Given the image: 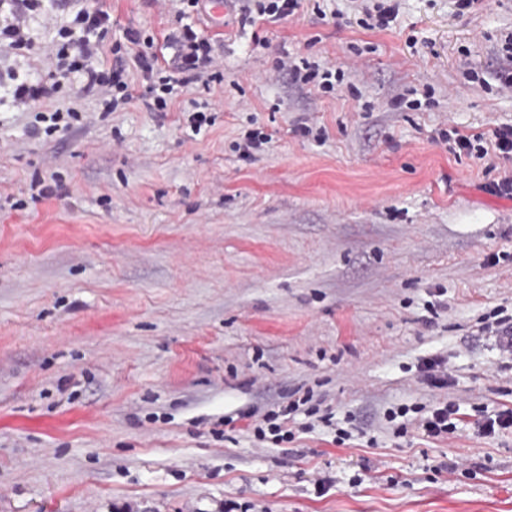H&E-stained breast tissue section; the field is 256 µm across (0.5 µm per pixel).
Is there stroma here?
Here are the masks:
<instances>
[{"mask_svg": "<svg viewBox=\"0 0 512 512\" xmlns=\"http://www.w3.org/2000/svg\"><path fill=\"white\" fill-rule=\"evenodd\" d=\"M392 4L370 29L360 0L246 26L200 0L184 21L223 79L165 112L103 114L75 78L43 109L80 123L34 137L0 88V512H512V428L429 438L384 418L512 406L488 330L512 317V200L483 189L512 159L438 137L512 125L492 84L512 0ZM91 6L111 16L105 45L136 30L166 54L165 0H45L21 77L53 71L46 49ZM286 58L344 77L300 85ZM196 111L213 119L197 134ZM253 130L277 136L240 157ZM36 179L61 187L44 198ZM307 394L331 426L249 431L250 412Z\"/></svg>", "mask_w": 512, "mask_h": 512, "instance_id": "obj_1", "label": "stroma"}]
</instances>
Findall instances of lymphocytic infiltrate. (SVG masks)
I'll return each mask as SVG.
<instances>
[{"label": "lymphocytic infiltrate", "mask_w": 512, "mask_h": 512, "mask_svg": "<svg viewBox=\"0 0 512 512\" xmlns=\"http://www.w3.org/2000/svg\"><path fill=\"white\" fill-rule=\"evenodd\" d=\"M41 6V0H0V42H7L15 50L30 49L29 16ZM74 28L60 30L62 39L56 51V65L49 77L32 82L22 81L15 85L13 97L16 105L22 109L34 110L35 123L31 125V135L53 134L58 128H72L80 121V113L73 108L52 113L41 112L44 102L51 100L61 89L62 80L77 76L85 88H108L120 93L117 101H109L107 111H114L119 102L133 99L135 88L127 79L126 66L120 60V45H113L117 60L112 67H105L101 61L103 54V37L108 31L110 16L108 12L96 8L80 10L74 19ZM126 39L136 45L133 57L136 67L147 82L144 91L149 98V110L163 111L167 108V94L174 89L188 87L200 79L211 68L215 59L211 53L208 38L200 36L192 27H185L181 35L173 37L177 48V59L171 67L159 65L156 53L142 50L141 34L128 31ZM454 142L459 150L475 153L477 159L512 158V126L496 128L491 137L484 135L455 134ZM464 414L459 404L440 403L430 416H410L407 407L388 410V421L397 422V434L415 429L430 437L455 431L457 423Z\"/></svg>", "instance_id": "obj_1"}]
</instances>
